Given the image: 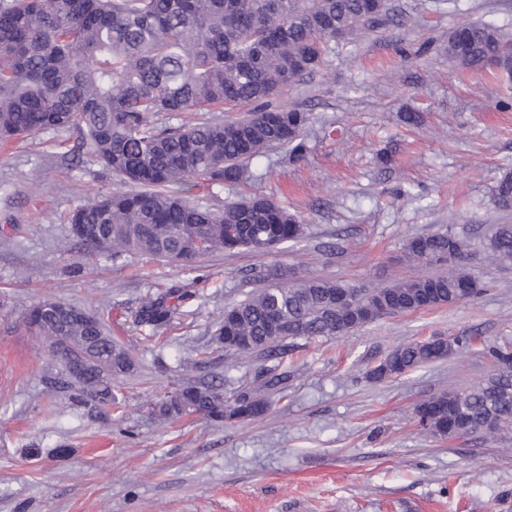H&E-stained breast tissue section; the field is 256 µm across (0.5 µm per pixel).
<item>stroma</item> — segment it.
<instances>
[{
	"instance_id": "35a3bbf8",
	"label": "stroma",
	"mask_w": 512,
	"mask_h": 512,
	"mask_svg": "<svg viewBox=\"0 0 512 512\" xmlns=\"http://www.w3.org/2000/svg\"><path fill=\"white\" fill-rule=\"evenodd\" d=\"M390 2L395 23L329 42L320 67L282 96L310 114L302 160L272 149L244 185L190 193L202 204L272 199L305 224L297 245L215 252L192 271L88 255L68 213L118 181L74 130L0 144V512H512V433L440 439L415 418L434 393L491 373L485 345L512 341V264L481 245L491 225L512 224L492 204L512 171V110L497 108L512 82L454 66L446 43L468 21L512 33V0ZM409 107L426 113L423 126L400 125ZM448 230L473 242L463 267L486 284L480 298L299 341L287 390L254 421L150 415L187 379L234 382L262 365L210 343L225 304L254 289L250 270L386 286L441 273L407 261L404 244ZM174 286L196 295L168 326H137L142 303ZM46 299L104 316L138 361L115 379L120 403L107 414L55 385L62 366L26 322ZM454 336L473 343L383 383L363 375L399 344Z\"/></svg>"
}]
</instances>
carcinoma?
<instances>
[{
  "label": "carcinoma",
  "instance_id": "carcinoma-1",
  "mask_svg": "<svg viewBox=\"0 0 512 512\" xmlns=\"http://www.w3.org/2000/svg\"><path fill=\"white\" fill-rule=\"evenodd\" d=\"M393 18L390 0H0V142L75 129L91 160L119 179L123 188L68 214L71 225H91L93 238L77 240L93 254L148 255L192 269L216 251L268 253L305 236L296 215L257 195L203 206L187 198L191 183L242 184L248 162L273 148L303 158L309 113L277 98L320 67L327 40H348ZM448 57L512 80V34L493 23L449 29ZM223 105L250 109L225 123L163 127L154 120ZM493 204L512 209L511 171L497 181ZM485 248L512 263V224L494 225ZM470 250V240L451 231L412 236L404 244L408 261L451 259L453 266L385 287L255 271L258 286L224 306L212 343L226 358L264 356L268 365L253 381L282 393L291 378L283 361L298 339L343 336L384 316L480 297L482 281L460 269ZM194 296L171 288L145 301L135 322L160 329ZM55 331L95 359L76 399L118 404L112 380L134 370L129 349L97 316L87 324L62 321ZM487 356L494 367L487 379L416 407L424 430L445 438L466 426L476 434L492 416L501 432L512 431V347L489 346ZM447 357L446 338L405 343L366 378L381 382ZM256 389L244 383L226 393L222 382L195 379L153 403L152 413L174 419L190 406L216 424L251 421L267 411Z\"/></svg>",
  "mask_w": 512,
  "mask_h": 512
}]
</instances>
